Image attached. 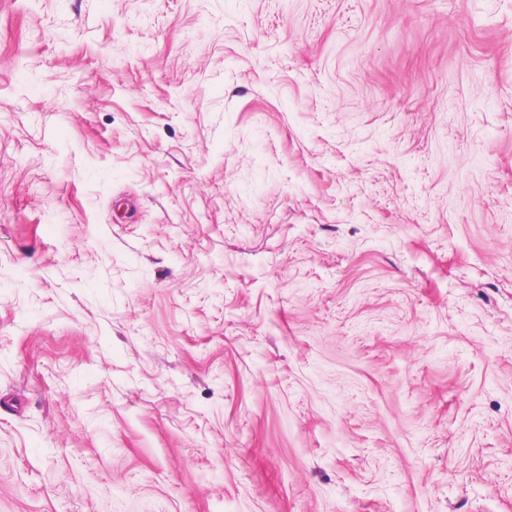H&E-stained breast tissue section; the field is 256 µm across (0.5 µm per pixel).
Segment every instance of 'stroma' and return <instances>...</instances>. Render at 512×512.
Returning <instances> with one entry per match:
<instances>
[{
    "instance_id": "obj_1",
    "label": "stroma",
    "mask_w": 512,
    "mask_h": 512,
    "mask_svg": "<svg viewBox=\"0 0 512 512\" xmlns=\"http://www.w3.org/2000/svg\"><path fill=\"white\" fill-rule=\"evenodd\" d=\"M0 512H512V0H0Z\"/></svg>"
}]
</instances>
